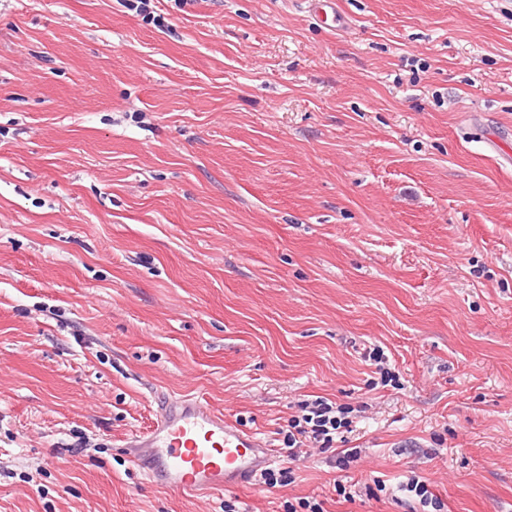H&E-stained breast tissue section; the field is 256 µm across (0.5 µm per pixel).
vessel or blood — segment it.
Masks as SVG:
<instances>
[{
    "instance_id": "b4317fda",
    "label": "vessel or blood",
    "mask_w": 512,
    "mask_h": 512,
    "mask_svg": "<svg viewBox=\"0 0 512 512\" xmlns=\"http://www.w3.org/2000/svg\"><path fill=\"white\" fill-rule=\"evenodd\" d=\"M306 2L320 21L344 26L337 0ZM128 448L151 482L188 496L250 483L272 461L266 441L194 398H161L155 421Z\"/></svg>"
}]
</instances>
